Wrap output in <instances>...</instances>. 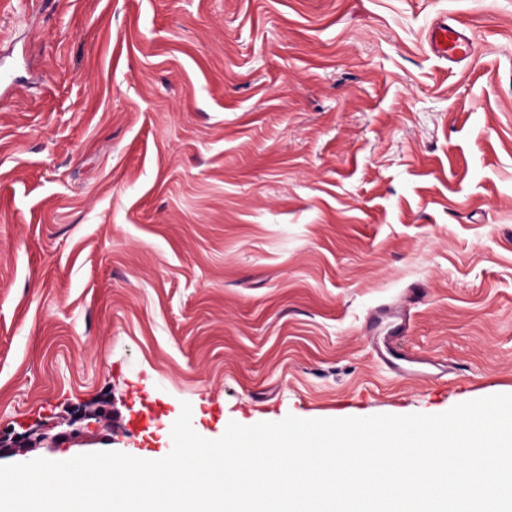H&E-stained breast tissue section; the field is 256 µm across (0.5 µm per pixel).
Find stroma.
<instances>
[{
  "label": "stroma",
  "instance_id": "1",
  "mask_svg": "<svg viewBox=\"0 0 512 512\" xmlns=\"http://www.w3.org/2000/svg\"><path fill=\"white\" fill-rule=\"evenodd\" d=\"M4 69L5 463L512 394V0H5ZM472 47V39L457 25L443 21L433 27L429 48L440 58L459 63L470 55Z\"/></svg>",
  "mask_w": 512,
  "mask_h": 512
}]
</instances>
